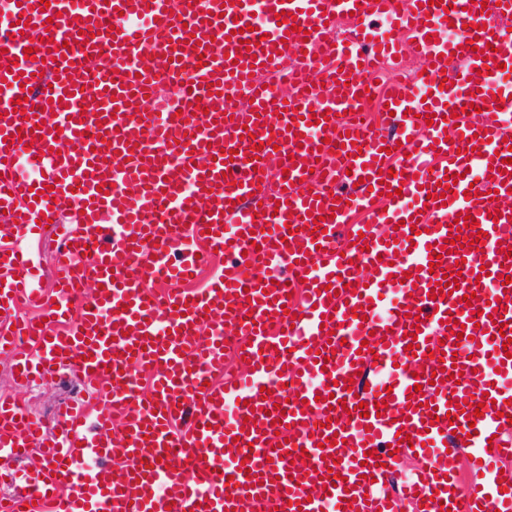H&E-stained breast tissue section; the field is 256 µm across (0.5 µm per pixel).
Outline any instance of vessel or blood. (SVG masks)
Wrapping results in <instances>:
<instances>
[{
	"mask_svg": "<svg viewBox=\"0 0 512 512\" xmlns=\"http://www.w3.org/2000/svg\"><path fill=\"white\" fill-rule=\"evenodd\" d=\"M5 8L0 352L84 395L51 431L0 396V458L40 456L0 512H512V0ZM410 53L419 92L379 85ZM164 80L177 108L143 111ZM52 232L48 292L12 240Z\"/></svg>",
	"mask_w": 512,
	"mask_h": 512,
	"instance_id": "obj_1",
	"label": "vessel or blood"
}]
</instances>
